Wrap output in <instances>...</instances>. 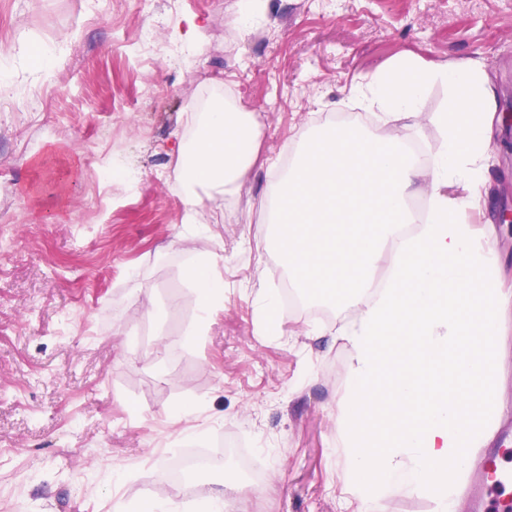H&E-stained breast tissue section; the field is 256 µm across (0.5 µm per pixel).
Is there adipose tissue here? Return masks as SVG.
<instances>
[{"label": "adipose tissue", "instance_id": "adipose-tissue-1", "mask_svg": "<svg viewBox=\"0 0 512 512\" xmlns=\"http://www.w3.org/2000/svg\"><path fill=\"white\" fill-rule=\"evenodd\" d=\"M448 86L438 122L442 146L426 164L392 119H413L431 85ZM383 128H312L277 186L270 248L299 298L354 308L336 337L350 350L336 405V448L358 512H378L389 492H423L455 512L470 452L487 447L504 410L497 335L512 292L499 288L495 225L466 218L499 121L496 91L480 62L451 67L405 56L354 90ZM180 177L212 194L239 191L257 159L243 112L218 107L192 119ZM426 192L419 222L408 200ZM387 267L378 278L379 267ZM215 254L200 251L187 274L201 324L224 302Z\"/></svg>", "mask_w": 512, "mask_h": 512}]
</instances>
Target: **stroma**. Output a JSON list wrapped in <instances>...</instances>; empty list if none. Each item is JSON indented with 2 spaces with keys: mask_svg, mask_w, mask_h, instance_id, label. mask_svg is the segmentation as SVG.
Listing matches in <instances>:
<instances>
[{
  "mask_svg": "<svg viewBox=\"0 0 512 512\" xmlns=\"http://www.w3.org/2000/svg\"><path fill=\"white\" fill-rule=\"evenodd\" d=\"M241 2L0 0L12 84L0 98V512H136L170 490L179 450L238 439L264 477L225 457L243 489L235 512H354L335 448L349 349L333 340L353 312L283 308L281 335H265L257 292L283 291L288 277L259 201L297 132L356 113L353 88L399 57L482 59L512 113V0H260L240 27ZM192 19L205 30L189 69L176 51ZM63 34L67 53L39 75L35 51ZM148 82L160 98H141ZM447 98L432 85L402 129L424 158L441 148ZM214 99L251 113L259 154L239 192L201 199L224 305L192 343L175 148ZM487 166L481 221L495 224L512 208V123L499 125ZM102 167L114 172L106 191ZM192 400L214 427L181 438L169 417Z\"/></svg>",
  "mask_w": 512,
  "mask_h": 512,
  "instance_id": "stroma-1",
  "label": "stroma"
}]
</instances>
